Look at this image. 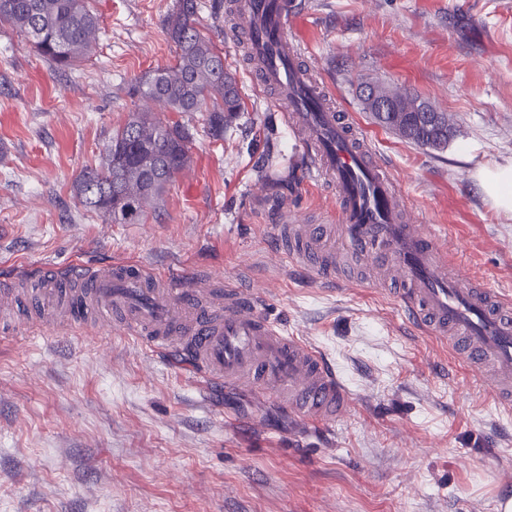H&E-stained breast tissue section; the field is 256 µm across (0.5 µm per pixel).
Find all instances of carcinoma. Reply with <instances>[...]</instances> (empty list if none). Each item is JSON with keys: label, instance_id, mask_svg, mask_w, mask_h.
<instances>
[{"label": "carcinoma", "instance_id": "obj_1", "mask_svg": "<svg viewBox=\"0 0 512 512\" xmlns=\"http://www.w3.org/2000/svg\"><path fill=\"white\" fill-rule=\"evenodd\" d=\"M198 9V0H173L164 29L175 47L174 63L144 73L132 94L179 114L206 112L208 134L218 140L238 119L242 103L224 55L199 29ZM101 24L88 0H0V25L24 36L57 71L71 70L91 56ZM375 88L397 96L395 111L372 112L380 125L420 147L447 146L451 115L441 112L432 122L414 112L417 104L435 109L421 96L383 83ZM190 138L189 129L178 122L164 123L147 111L130 113L104 147L100 164L79 174L76 197L115 223H141L147 210L162 202L167 185L190 167Z\"/></svg>", "mask_w": 512, "mask_h": 512}]
</instances>
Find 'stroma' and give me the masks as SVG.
<instances>
[{
    "label": "stroma",
    "instance_id": "1",
    "mask_svg": "<svg viewBox=\"0 0 512 512\" xmlns=\"http://www.w3.org/2000/svg\"><path fill=\"white\" fill-rule=\"evenodd\" d=\"M202 32L236 74L244 110L223 140L201 113L191 170L141 224L83 207L98 165L139 101L136 78L172 64V0H89L102 25L89 59L52 71L0 26V278L11 270L116 259L253 283L261 309L335 366L355 406L317 427L271 398L204 384L178 354L130 338L0 332V512H499L512 472V411L482 375L414 333L361 265L327 249L356 287H326L267 256L280 210L336 215L331 188L303 184L305 161L274 91L254 78L228 0H199ZM288 35L402 188L413 221L451 226L452 269L512 291V217L472 173L512 160V0H301ZM405 88L455 119L445 149L408 143L363 109L369 83Z\"/></svg>",
    "mask_w": 512,
    "mask_h": 512
}]
</instances>
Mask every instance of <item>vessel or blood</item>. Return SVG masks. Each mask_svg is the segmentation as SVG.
Returning <instances> with one entry per match:
<instances>
[{
  "label": "vessel or blood",
  "instance_id": "b4317fda",
  "mask_svg": "<svg viewBox=\"0 0 512 512\" xmlns=\"http://www.w3.org/2000/svg\"><path fill=\"white\" fill-rule=\"evenodd\" d=\"M280 0H246L243 26L260 57L258 80L288 103L289 125L306 155V179L336 194L345 251L392 291L406 322L447 345L472 369L490 368L488 395L512 409V296L450 270L437 234L414 224L387 169L369 157L353 124L327 104L301 65ZM328 224H276L273 251L331 279ZM25 300L27 326L81 328L87 311L152 354L179 350L199 378L276 399L289 414L325 427L343 419L352 395L334 366L301 337L266 318L256 289L212 287L194 272L153 271L134 260L59 272L41 267Z\"/></svg>",
  "mask_w": 512,
  "mask_h": 512
}]
</instances>
